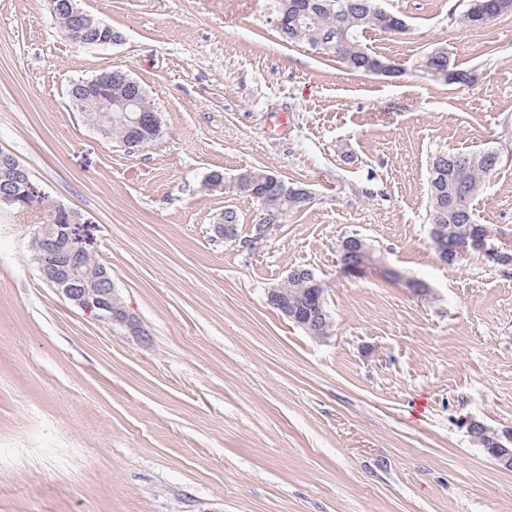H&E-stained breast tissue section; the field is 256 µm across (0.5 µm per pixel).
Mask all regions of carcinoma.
<instances>
[{
	"mask_svg": "<svg viewBox=\"0 0 512 512\" xmlns=\"http://www.w3.org/2000/svg\"><path fill=\"white\" fill-rule=\"evenodd\" d=\"M307 13L297 21H288V30L279 31L281 38L288 43H304L318 53L334 57L349 69L358 73H374V66L380 57L370 51L363 42L364 33L375 30L385 31L390 13L376 9L378 0H307ZM59 28L74 42L86 45L88 41L106 40L114 35L112 27L94 26L78 27L59 25ZM417 67L428 77L443 80L442 72L455 67L448 53H435L430 50L417 60ZM155 113L147 93H142L132 106L130 116L139 118L135 125L124 126L119 122L122 115L120 98L112 99V111H105V102L93 104L91 119L94 126L116 144H122L124 138H135L140 142L139 148L145 150L164 136L163 126L151 123V114ZM480 153H463L448 151L441 153L444 157L445 171L443 197L438 202L433 198L434 187L428 185L429 214L428 223L439 225L449 240L461 237L476 227L473 204L480 195L490 175L477 165ZM248 175L258 194L266 200L270 210L283 216L305 207L303 202H294L286 190L290 185L276 176L262 170H250ZM311 281L301 277L287 279L282 283L288 302L298 307L301 312L318 306H326V301H317L306 290ZM478 445L487 453L502 442V434L487 427L476 431Z\"/></svg>",
	"mask_w": 512,
	"mask_h": 512,
	"instance_id": "1",
	"label": "carcinoma"
}]
</instances>
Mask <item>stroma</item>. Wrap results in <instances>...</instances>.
<instances>
[{
	"label": "stroma",
	"instance_id": "obj_1",
	"mask_svg": "<svg viewBox=\"0 0 512 512\" xmlns=\"http://www.w3.org/2000/svg\"><path fill=\"white\" fill-rule=\"evenodd\" d=\"M267 3L79 0L122 36L88 48L48 0H0V150L80 214L143 329L47 285L42 215L0 208V512H512V470L465 426L512 431V265L442 263L427 221L432 156L501 151L474 213L512 252V17L464 30V0H380L407 24L364 35L400 65L389 77L282 41ZM431 48L476 82L427 79ZM106 70L161 115L139 154L69 106L74 80ZM253 168L312 196L257 249L259 206L229 186ZM349 236L401 280L342 273ZM297 266L325 288V338L267 302Z\"/></svg>",
	"mask_w": 512,
	"mask_h": 512
}]
</instances>
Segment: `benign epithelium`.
Segmentation results:
<instances>
[{"label":"benign epithelium","instance_id":"obj_1","mask_svg":"<svg viewBox=\"0 0 512 512\" xmlns=\"http://www.w3.org/2000/svg\"><path fill=\"white\" fill-rule=\"evenodd\" d=\"M53 11L66 15L74 24H91L94 18L77 6V0H56ZM120 91L126 103L131 104L139 96V84L127 75L104 71L88 84L80 87L75 97L82 105L79 111L89 112L88 104L103 98L112 97V89ZM0 179L4 189L0 190V206H11L18 201L9 185L22 173L21 165L8 153H0ZM63 218L61 224H41L36 229L33 241L38 248L37 261L44 280L61 292L68 300L81 309L95 313L96 317L108 325H119L133 333L139 332L134 316L127 310L112 280L100 272L93 278H86L89 253L73 237L71 225L77 223L78 214L62 204L54 206ZM474 252L498 256V263L509 265L512 256L500 252L491 242L489 231L456 240L447 249L440 250L443 259L454 262L470 256ZM282 313L304 330L309 331L323 321L325 314L318 312L306 318L297 317L296 311L282 305Z\"/></svg>","mask_w":512,"mask_h":512}]
</instances>
